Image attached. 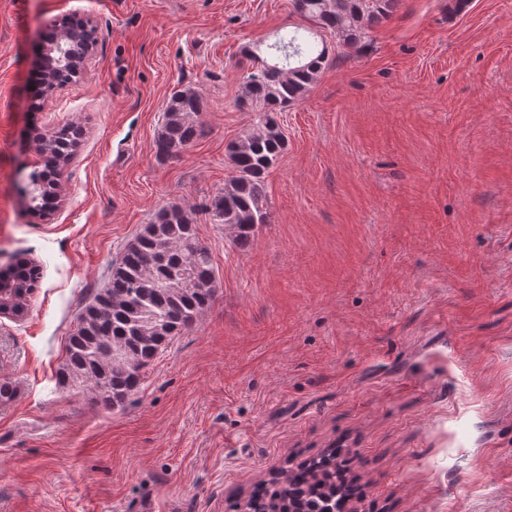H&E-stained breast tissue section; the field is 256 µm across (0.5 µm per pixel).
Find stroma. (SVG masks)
<instances>
[{
	"label": "stroma",
	"instance_id": "1",
	"mask_svg": "<svg viewBox=\"0 0 512 512\" xmlns=\"http://www.w3.org/2000/svg\"><path fill=\"white\" fill-rule=\"evenodd\" d=\"M96 29L84 80L35 103L43 35ZM293 0H0V270L40 269L0 314V512H244L255 485L337 448L352 512H512V0H399L279 115L270 221L210 223L252 125L245 48L302 25ZM192 87L206 134L154 139ZM83 136L49 216L39 135ZM192 209L220 288L123 407L58 370L76 311L156 210ZM36 267L30 266L27 261H19L13 268L9 275L0 277L1 282L16 288L21 294L18 295L19 300L12 306V312L15 314L21 313L25 308V296L33 288L36 279L38 278Z\"/></svg>",
	"mask_w": 512,
	"mask_h": 512
}]
</instances>
